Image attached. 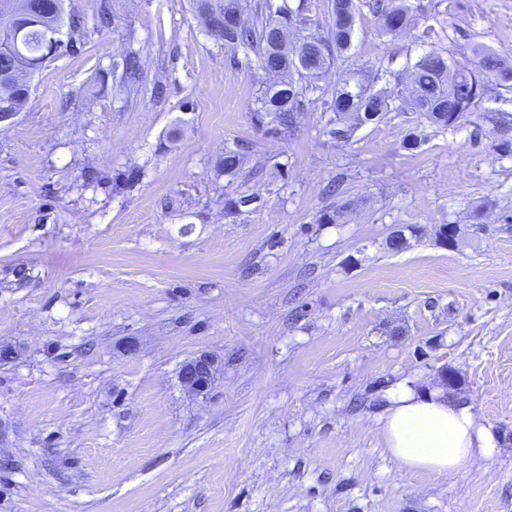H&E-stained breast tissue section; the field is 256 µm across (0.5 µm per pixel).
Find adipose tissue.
Wrapping results in <instances>:
<instances>
[{"instance_id":"obj_1","label":"adipose tissue","mask_w":512,"mask_h":512,"mask_svg":"<svg viewBox=\"0 0 512 512\" xmlns=\"http://www.w3.org/2000/svg\"><path fill=\"white\" fill-rule=\"evenodd\" d=\"M380 432L391 455L406 469L445 474L495 445L493 433L471 409L448 402L443 390L419 391L397 384L387 395Z\"/></svg>"}]
</instances>
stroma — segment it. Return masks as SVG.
<instances>
[{
  "label": "stroma",
  "instance_id": "35a3bbf8",
  "mask_svg": "<svg viewBox=\"0 0 512 512\" xmlns=\"http://www.w3.org/2000/svg\"><path fill=\"white\" fill-rule=\"evenodd\" d=\"M410 3L394 37L362 9L321 86L363 69L405 95L428 47L512 64V0ZM66 7L73 49L0 123V512H512V155L495 134L512 89L485 78L448 130L394 112L346 143L311 93L283 138L251 119L264 72L231 66L189 0ZM239 145L231 181L218 165ZM241 191L259 208L225 215ZM341 199L346 221L317 223ZM404 224L418 235L388 252ZM203 352L224 373L195 398L178 372ZM444 366L496 446L413 472L379 432L384 394Z\"/></svg>",
  "mask_w": 512,
  "mask_h": 512
}]
</instances>
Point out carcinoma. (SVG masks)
I'll return each mask as SVG.
<instances>
[{
    "instance_id": "carcinoma-1",
    "label": "carcinoma",
    "mask_w": 512,
    "mask_h": 512,
    "mask_svg": "<svg viewBox=\"0 0 512 512\" xmlns=\"http://www.w3.org/2000/svg\"><path fill=\"white\" fill-rule=\"evenodd\" d=\"M378 23L379 34L394 36L412 22L405 0H370ZM193 8L205 27H214L215 39L230 51L235 66L247 71L261 70L273 77L255 100L252 119L259 127L266 117L275 125L268 129L278 135H292L300 124L306 93L320 89L316 84L331 63L349 50L359 15L357 0H330L331 39L312 32L288 38L301 20L284 5L274 0H193ZM9 13L13 35H0V112H19L30 96L22 83L25 73L45 66L43 51L46 33L68 26L75 30L80 22L65 10V0L55 5L48 0H0V14ZM478 60L469 67L450 62L435 50L423 53L410 71L412 90L406 106L442 129L455 127L461 118L475 110L484 93L482 76L496 75L505 83L512 82V67L496 54L481 50ZM122 78L132 81L140 70L139 58L126 53L120 62ZM379 74L362 71L346 73L327 95L325 102L333 113L328 134L350 140L358 125L384 120L393 108L392 93L375 89ZM244 154L238 150L224 152L220 162L226 175L242 169ZM256 194L224 196V211L241 215L245 207L257 202ZM351 211V202L319 212L317 223L337 224ZM406 230L413 234L411 225ZM404 230V231H406ZM398 230L386 240V249L399 252L407 244L406 234Z\"/></svg>"
}]
</instances>
